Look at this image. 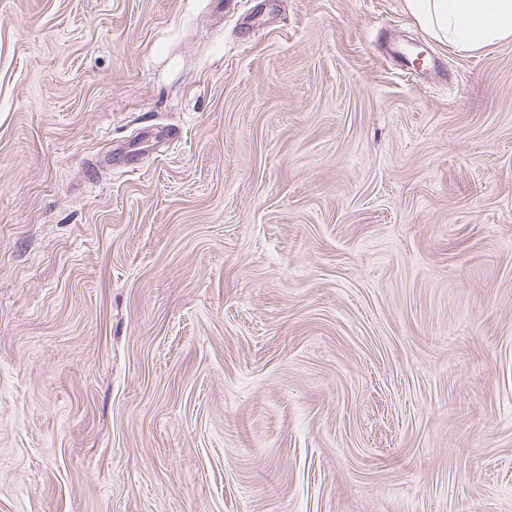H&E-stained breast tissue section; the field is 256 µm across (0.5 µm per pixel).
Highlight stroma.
<instances>
[{"instance_id":"obj_1","label":"stroma","mask_w":512,"mask_h":512,"mask_svg":"<svg viewBox=\"0 0 512 512\" xmlns=\"http://www.w3.org/2000/svg\"><path fill=\"white\" fill-rule=\"evenodd\" d=\"M0 512H512V38L0 0Z\"/></svg>"}]
</instances>
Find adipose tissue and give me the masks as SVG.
Wrapping results in <instances>:
<instances>
[{"instance_id": "adipose-tissue-1", "label": "adipose tissue", "mask_w": 512, "mask_h": 512, "mask_svg": "<svg viewBox=\"0 0 512 512\" xmlns=\"http://www.w3.org/2000/svg\"><path fill=\"white\" fill-rule=\"evenodd\" d=\"M406 4L434 38L463 51L512 38V0H406Z\"/></svg>"}]
</instances>
